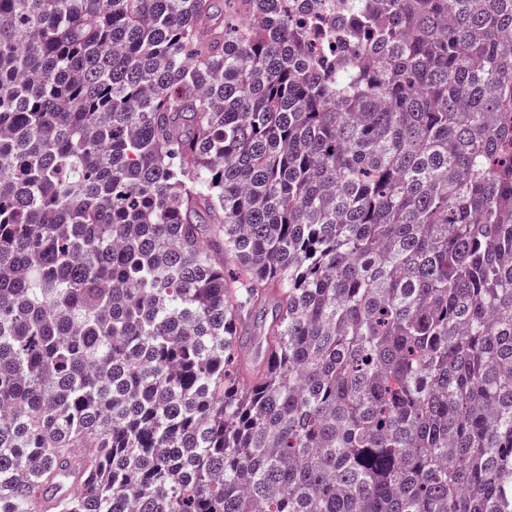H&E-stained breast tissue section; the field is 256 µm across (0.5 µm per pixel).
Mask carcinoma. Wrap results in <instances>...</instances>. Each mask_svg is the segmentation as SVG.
<instances>
[{
  "instance_id": "1",
  "label": "carcinoma",
  "mask_w": 512,
  "mask_h": 512,
  "mask_svg": "<svg viewBox=\"0 0 512 512\" xmlns=\"http://www.w3.org/2000/svg\"><path fill=\"white\" fill-rule=\"evenodd\" d=\"M0 512H512V0H0Z\"/></svg>"
}]
</instances>
